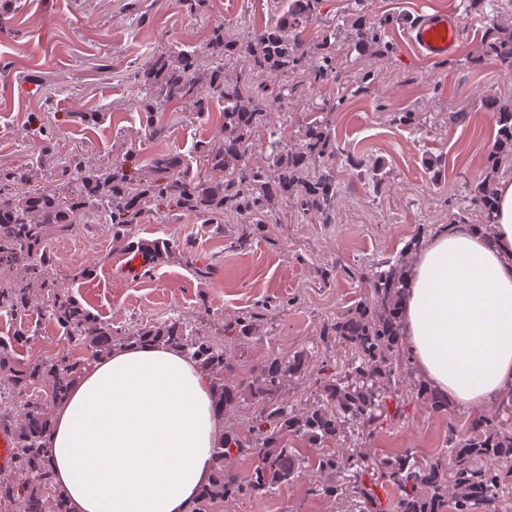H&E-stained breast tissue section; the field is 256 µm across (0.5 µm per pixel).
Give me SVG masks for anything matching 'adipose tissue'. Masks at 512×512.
<instances>
[{"mask_svg":"<svg viewBox=\"0 0 512 512\" xmlns=\"http://www.w3.org/2000/svg\"><path fill=\"white\" fill-rule=\"evenodd\" d=\"M402 322L417 377L457 408L512 393V180L495 187L491 230L457 224L413 254ZM223 436L210 375L135 342L85 362L46 444L70 512H191Z\"/></svg>","mask_w":512,"mask_h":512,"instance_id":"1","label":"adipose tissue"}]
</instances>
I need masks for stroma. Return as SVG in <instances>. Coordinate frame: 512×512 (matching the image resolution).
<instances>
[{
	"instance_id": "obj_1",
	"label": "stroma",
	"mask_w": 512,
	"mask_h": 512,
	"mask_svg": "<svg viewBox=\"0 0 512 512\" xmlns=\"http://www.w3.org/2000/svg\"><path fill=\"white\" fill-rule=\"evenodd\" d=\"M13 19L0 24V163L29 171L44 137L60 153L80 146L96 162L127 157V168L146 169L151 157L167 151L193 155L199 142L219 136L216 116H197L187 101L168 105L155 116L167 127L166 138L146 134L148 116L138 102L140 73L154 50L167 43L202 48L209 29L224 23L235 37L246 36L277 20L270 0H213L206 13L191 15L177 0H24ZM466 0H318L316 14L297 30L305 46L336 41V78L325 84L300 83L298 91L275 100L266 112L267 128L297 127L313 119L325 100L338 99L332 132L343 151L362 161L346 169L342 155L333 164L339 182L330 221L304 214L293 203H279L262 230L230 222L223 232L191 213L176 222L151 213L135 228L137 238L191 242L189 253L151 269L125 267L126 251L113 243L109 228L76 226L72 234L53 238L61 287L78 293L87 306L113 326L131 331L147 322L182 317L207 324L223 334L237 315L267 307L259 339L233 343L227 351L232 370L227 381L254 376L271 359L307 353L300 379L282 387L279 399L302 409L321 376H332L343 361L334 347L318 345L316 331L324 318L355 306L365 285L358 270H371L403 249L419 230L435 232L450 218L470 216L472 191L486 175L512 178V162L491 169L488 152L497 136L494 113L486 98L512 104V71L482 51V37L492 26L512 28V0H488L481 15L465 12ZM371 22H384L388 51H362L348 35L355 9ZM448 13L461 28L452 56L430 61L409 38L422 14ZM370 72L367 93L356 91L360 72ZM104 110L100 125L81 123L80 113ZM412 120L393 123L394 113ZM466 113L463 122L450 120ZM381 166L385 183L375 189L370 177ZM439 179H432L431 169ZM251 234L248 251L231 249ZM211 275H196L199 267ZM93 268L85 281L75 270ZM404 423L384 427L368 448L386 454L402 448L427 454L441 447L449 420L466 422L468 413L453 410L445 418L419 404L405 406ZM315 470L282 486L271 497L214 504L211 512H361L358 493L346 490L327 500L314 495Z\"/></svg>"
}]
</instances>
